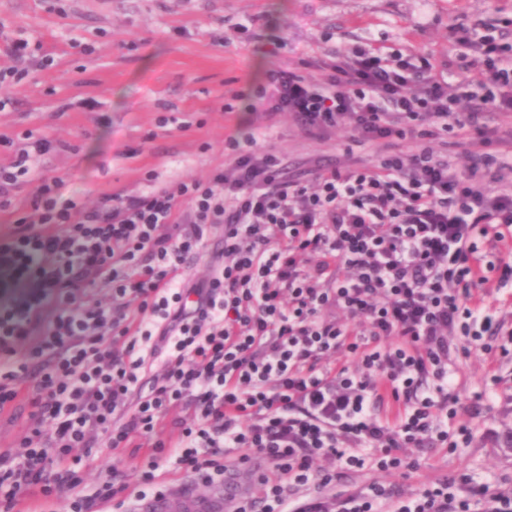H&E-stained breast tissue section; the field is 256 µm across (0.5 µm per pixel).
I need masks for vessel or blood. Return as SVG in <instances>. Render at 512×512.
<instances>
[{
    "label": "vessel or blood",
    "mask_w": 512,
    "mask_h": 512,
    "mask_svg": "<svg viewBox=\"0 0 512 512\" xmlns=\"http://www.w3.org/2000/svg\"><path fill=\"white\" fill-rule=\"evenodd\" d=\"M247 491L245 472L237 469L210 484L187 480L165 492L134 499L129 512H233Z\"/></svg>",
    "instance_id": "1"
}]
</instances>
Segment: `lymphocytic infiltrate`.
<instances>
[{
  "instance_id": "f902f5d3",
  "label": "lymphocytic infiltrate",
  "mask_w": 512,
  "mask_h": 512,
  "mask_svg": "<svg viewBox=\"0 0 512 512\" xmlns=\"http://www.w3.org/2000/svg\"><path fill=\"white\" fill-rule=\"evenodd\" d=\"M447 59L369 43L270 70L235 91L246 136L203 180L145 193L64 198L60 177L35 175L24 133L0 167V210L35 183L28 210L0 236V264L35 288L0 305V412L26 392L28 436L0 454V512L69 497V512L110 502L111 480L76 493L71 452L89 435L145 455L170 410L189 402L172 455L177 471L223 478L259 456V497L236 512H288L289 487L323 491L373 463L404 467L409 448H457L475 407L452 393L457 353L498 358L484 316L489 273L512 284V18L459 22ZM290 114L302 134L345 135L343 157L290 169L261 149L257 122ZM452 147L466 150L457 166ZM221 246L209 249L214 229ZM208 254L190 283L188 257ZM107 288V304L86 300ZM40 356L31 364L21 347ZM162 361L161 383L143 378ZM466 420L449 426V417ZM331 461L328 469L318 468ZM512 512V491L456 476L407 496L373 482L317 512Z\"/></svg>"
}]
</instances>
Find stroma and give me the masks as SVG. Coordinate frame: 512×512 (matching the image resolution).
<instances>
[{
  "instance_id": "1",
  "label": "stroma",
  "mask_w": 512,
  "mask_h": 512,
  "mask_svg": "<svg viewBox=\"0 0 512 512\" xmlns=\"http://www.w3.org/2000/svg\"><path fill=\"white\" fill-rule=\"evenodd\" d=\"M65 14L45 0H0V38L24 34L51 58L30 63L15 100L0 112V138L30 131L55 142L34 156L35 174L59 176L64 194L92 205L104 193L149 191L152 184L206 179L224 163V139L235 129L226 111L233 91L263 79L274 65L384 41L436 57L448 55V26L476 21L512 0H63ZM93 48L76 53L74 42ZM192 117L188 129L176 122ZM263 148L298 165L335 158V142L303 137L289 118ZM453 389L461 404H479L473 440L465 448H412L414 469L383 472L365 466L323 495L289 487L293 512L317 500L378 481L404 494L443 477L469 475L491 490L512 489V356L492 385L478 355L460 357Z\"/></svg>"
}]
</instances>
